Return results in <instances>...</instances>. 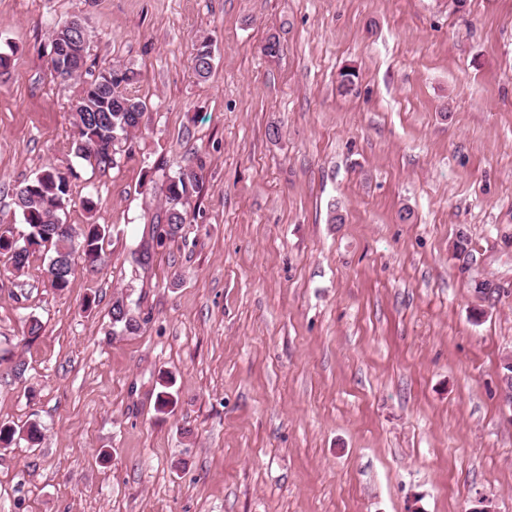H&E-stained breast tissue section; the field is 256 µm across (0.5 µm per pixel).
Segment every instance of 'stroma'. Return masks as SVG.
Returning a JSON list of instances; mask_svg holds the SVG:
<instances>
[{
    "label": "stroma",
    "instance_id": "obj_1",
    "mask_svg": "<svg viewBox=\"0 0 512 512\" xmlns=\"http://www.w3.org/2000/svg\"><path fill=\"white\" fill-rule=\"evenodd\" d=\"M74 17L147 110L117 166L74 164L98 269L58 292L44 253L0 261V421L43 433L0 448V512H512V0H0V224L69 157ZM183 170L188 222L140 268ZM59 34L51 41L50 57L56 62L60 70L83 67L85 50L88 45V31L79 19H73L60 27ZM51 63V74L61 77L59 69ZM133 306L138 307V300L134 301L131 294H117L112 300L110 320L113 334H133L140 329V322L133 315Z\"/></svg>",
    "mask_w": 512,
    "mask_h": 512
}]
</instances>
